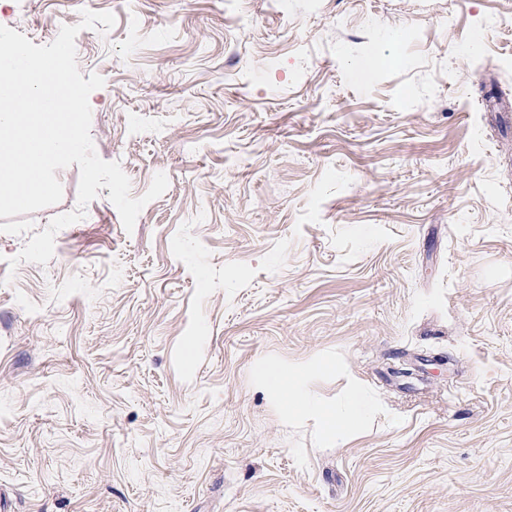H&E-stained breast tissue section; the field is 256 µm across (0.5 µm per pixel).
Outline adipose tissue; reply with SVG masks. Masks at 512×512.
<instances>
[{
    "label": "adipose tissue",
    "instance_id": "adipose-tissue-1",
    "mask_svg": "<svg viewBox=\"0 0 512 512\" xmlns=\"http://www.w3.org/2000/svg\"><path fill=\"white\" fill-rule=\"evenodd\" d=\"M326 361L315 360L294 368H284L278 361L267 360L255 372L274 404L285 415L313 420L321 437L339 443L352 434L357 421L370 408L361 387L355 386L341 403L330 406L308 389L311 378L326 372Z\"/></svg>",
    "mask_w": 512,
    "mask_h": 512
}]
</instances>
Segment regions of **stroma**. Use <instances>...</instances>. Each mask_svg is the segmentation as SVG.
Listing matches in <instances>:
<instances>
[{"instance_id": "stroma-1", "label": "stroma", "mask_w": 512, "mask_h": 512, "mask_svg": "<svg viewBox=\"0 0 512 512\" xmlns=\"http://www.w3.org/2000/svg\"><path fill=\"white\" fill-rule=\"evenodd\" d=\"M75 39L109 188L0 218L6 512H512V0H11ZM404 28L405 41L393 40ZM477 50H470L473 39ZM373 73L360 80L355 68ZM272 358L358 378L342 444L285 416Z\"/></svg>"}]
</instances>
